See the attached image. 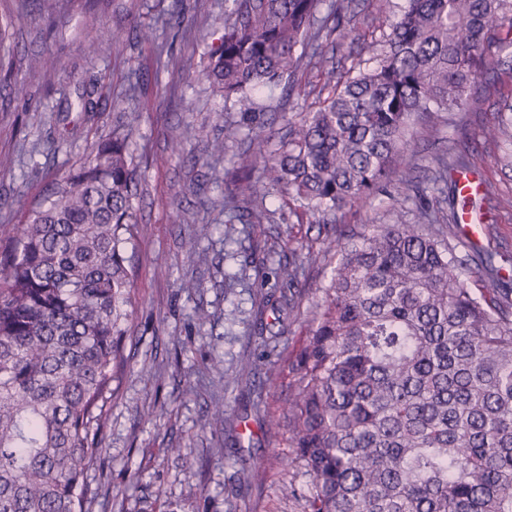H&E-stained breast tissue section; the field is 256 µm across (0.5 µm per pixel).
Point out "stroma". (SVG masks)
I'll use <instances>...</instances> for the list:
<instances>
[{"label":"stroma","instance_id":"obj_1","mask_svg":"<svg viewBox=\"0 0 512 512\" xmlns=\"http://www.w3.org/2000/svg\"><path fill=\"white\" fill-rule=\"evenodd\" d=\"M173 0H0V18L11 21L0 41V225L25 223L45 206L74 166L88 160L93 144L114 133H132L140 179L134 201L139 233L133 314L124 341L127 358L112 382L106 403L100 466L87 481L102 488L85 512H304V502L285 496L289 477L276 456L288 436L273 434L265 416L280 411L286 393L277 380L305 334L307 310L336 263L333 228L279 191L264 205L268 219L226 223L224 196L236 185L234 157L244 138L226 137L232 108L215 95L202 69L208 47L224 34V0H182L186 27L170 21ZM401 0H352L346 16L359 41L342 45L338 56L368 58L367 45L391 22ZM154 28L150 43L132 35L136 23ZM48 57L51 72L29 61ZM141 93L130 100L131 76ZM301 95L263 98L269 134H283L289 118L306 109L327 87L318 69L302 63ZM94 83L100 111L59 112L75 100L78 87ZM494 73L480 75L463 111L412 118L415 145L407 162L415 185L430 193L437 157L454 138L467 134L474 147L475 178L490 185L492 221L473 225L478 246L512 256V168L497 165L502 149L487 141L501 94ZM224 154L210 157L214 138ZM183 141L171 152V139ZM405 186L391 184L367 201L336 215V227L363 230L396 217L416 221ZM304 258L303 295L289 326L277 333L263 297L269 289L258 266L274 267L289 250ZM195 290L184 288L187 280ZM209 318L199 321L198 311ZM263 320L257 331L255 320ZM223 404V426L207 413ZM257 483L246 484L252 471Z\"/></svg>","mask_w":512,"mask_h":512}]
</instances>
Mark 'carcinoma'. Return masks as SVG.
Segmentation results:
<instances>
[{
    "mask_svg": "<svg viewBox=\"0 0 512 512\" xmlns=\"http://www.w3.org/2000/svg\"><path fill=\"white\" fill-rule=\"evenodd\" d=\"M349 0H224V36L203 75L238 115L232 135L269 143L260 94L285 89L307 56L331 96L288 122L261 158L236 156L238 193L269 190L306 213L336 214L381 185L411 184L400 157L420 112L464 108L478 77L512 71V0H405L365 65L336 73L327 54L352 38ZM302 52L296 53L297 46ZM488 138L512 164V95ZM132 133L100 139L46 208L0 230V512H82L102 452L104 406L131 312L138 171ZM467 140L437 158L439 212L337 240L338 258L288 365V397L268 430L288 433L284 469L305 512H512V287L497 254L463 256L453 231L471 166ZM277 309L300 302V267L271 275ZM488 287L475 291L471 276Z\"/></svg>",
    "mask_w": 512,
    "mask_h": 512,
    "instance_id": "cac0c4a2",
    "label": "carcinoma"
}]
</instances>
